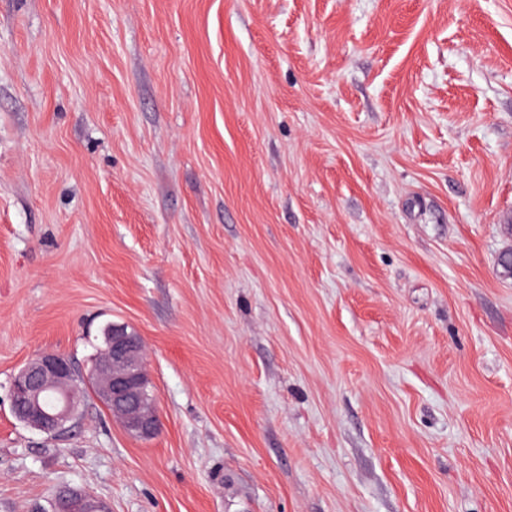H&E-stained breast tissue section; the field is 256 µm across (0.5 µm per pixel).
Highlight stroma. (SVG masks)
<instances>
[{
    "label": "stroma",
    "instance_id": "obj_1",
    "mask_svg": "<svg viewBox=\"0 0 512 512\" xmlns=\"http://www.w3.org/2000/svg\"><path fill=\"white\" fill-rule=\"evenodd\" d=\"M511 224L512 0H0V512H512ZM109 327L103 329L102 357L88 369L85 379L94 382L95 392L120 415L130 434L154 436L159 430V417L146 393L143 341L123 326ZM76 371L68 359L45 351L28 360L11 387L14 415L25 425L54 437L67 432L78 407L74 392ZM55 393L57 398L53 405ZM46 397V399H45ZM20 421V422H21ZM56 512H111L109 508L92 494L72 489L57 499Z\"/></svg>",
    "mask_w": 512,
    "mask_h": 512
}]
</instances>
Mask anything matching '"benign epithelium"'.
<instances>
[{
  "label": "benign epithelium",
  "mask_w": 512,
  "mask_h": 512,
  "mask_svg": "<svg viewBox=\"0 0 512 512\" xmlns=\"http://www.w3.org/2000/svg\"><path fill=\"white\" fill-rule=\"evenodd\" d=\"M143 341L125 327L113 325L105 336L102 357L92 365L85 379L95 392L120 415L125 429L138 437H151L159 430V417L146 393V362ZM76 371L68 359L45 351L28 360L11 387L14 415L25 425L60 437L75 419L78 407L74 392ZM54 393L53 405L45 397ZM56 512H110L92 494L72 489L57 499Z\"/></svg>",
  "instance_id": "1"
}]
</instances>
